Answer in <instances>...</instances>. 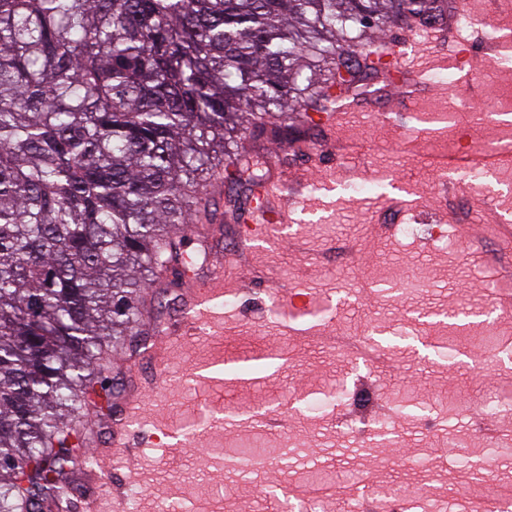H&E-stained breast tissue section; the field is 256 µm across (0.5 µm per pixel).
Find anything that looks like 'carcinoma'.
I'll return each instance as SVG.
<instances>
[{"label":"carcinoma","instance_id":"1","mask_svg":"<svg viewBox=\"0 0 512 512\" xmlns=\"http://www.w3.org/2000/svg\"><path fill=\"white\" fill-rule=\"evenodd\" d=\"M446 22L445 0H0V512L75 507L78 415L121 391L96 365L139 347L147 274L269 180L229 148L243 123L301 141L323 65L355 99L367 30Z\"/></svg>","mask_w":512,"mask_h":512}]
</instances>
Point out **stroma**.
<instances>
[{
    "mask_svg": "<svg viewBox=\"0 0 512 512\" xmlns=\"http://www.w3.org/2000/svg\"><path fill=\"white\" fill-rule=\"evenodd\" d=\"M469 26L456 25L458 17ZM437 42L390 27L382 35L389 84L369 81L359 103L334 114L310 112L304 151L243 137L284 181L278 209L295 222L279 243H248L236 224L184 231L194 259L179 285L151 278L139 329L149 347L183 321L187 290L206 289L216 272L233 305L219 306L223 337L185 340L158 371L147 351L112 354L109 376L148 398L132 425L144 459L140 512L180 501L184 512H266L281 491L300 494L310 468L351 471L355 482L328 486L331 512L357 501L378 512L376 493L423 489L417 512H484L472 489L486 478L512 485V400L484 410L489 393L512 387V300L490 281L512 283V60L487 36L512 30V0H448ZM429 55L435 69L414 89L395 79L398 48ZM453 110L469 166L439 171L433 159L456 151L452 134H425L423 114ZM495 158L472 180L483 155ZM376 190L353 201L348 186ZM234 254L236 266L225 269ZM370 339L377 362L357 357L352 337ZM284 362L260 384L195 379L213 366L272 348ZM345 384L348 399L314 415L309 393ZM259 439L273 470L211 463ZM480 461L466 470L459 458Z\"/></svg>",
    "mask_w": 512,
    "mask_h": 512,
    "instance_id": "35a3bbf8",
    "label": "stroma"
}]
</instances>
